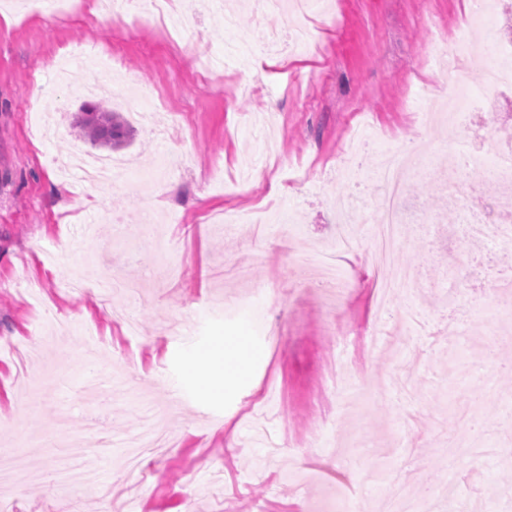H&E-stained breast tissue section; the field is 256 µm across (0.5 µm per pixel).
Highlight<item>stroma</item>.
<instances>
[{"mask_svg":"<svg viewBox=\"0 0 512 512\" xmlns=\"http://www.w3.org/2000/svg\"><path fill=\"white\" fill-rule=\"evenodd\" d=\"M137 7L112 21L86 0L48 16L22 0L0 9V452L17 459L0 512H330L340 496L379 512L399 487L447 476L477 512H512V386L484 357L512 243L478 253L452 235L456 197L440 187L457 147L512 144V116L488 105L476 70L481 129L418 124L406 103L417 86L446 100L427 50L471 0H315L302 13L220 0L173 43ZM293 24L312 33L300 56L258 40ZM103 85L132 130L113 152L131 183L74 188L65 167L94 147L72 124ZM365 115L388 137L369 138L354 169L345 145ZM394 147L424 152L434 174L415 180L395 246L417 284L380 317L369 224L353 225L342 264L371 284L330 303L313 282L338 248L340 199L373 207V171ZM266 205L289 224L223 222ZM78 275L144 284L153 303L71 292ZM116 310L134 312L136 333ZM224 338L243 339L249 369L209 394L199 378ZM103 372L116 386L98 387ZM150 420L170 448L130 469L125 445ZM59 446L102 479L62 491ZM379 466L386 480H369Z\"/></svg>","mask_w":512,"mask_h":512,"instance_id":"1","label":"stroma"}]
</instances>
